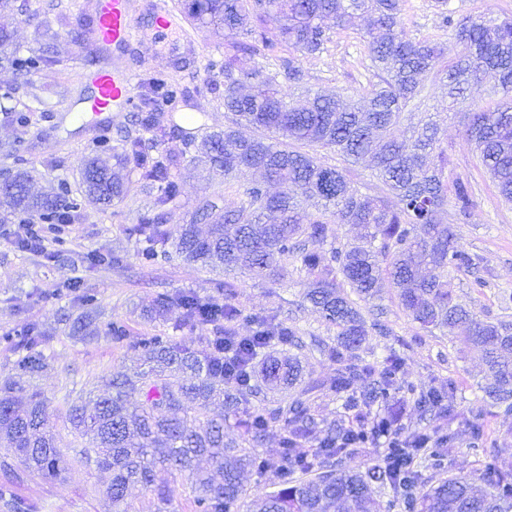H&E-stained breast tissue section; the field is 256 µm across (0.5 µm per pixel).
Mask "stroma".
<instances>
[{
  "instance_id": "obj_1",
  "label": "stroma",
  "mask_w": 512,
  "mask_h": 512,
  "mask_svg": "<svg viewBox=\"0 0 512 512\" xmlns=\"http://www.w3.org/2000/svg\"><path fill=\"white\" fill-rule=\"evenodd\" d=\"M53 2L17 0L13 10L0 13V26L13 32L15 43L22 49L40 51L48 39L53 40L56 49L55 65L41 73L0 70L2 85L14 84L24 91L34 84L48 89L52 111L50 118L41 123V136L22 135L0 114V145L23 139V167L33 171L34 187L42 193L52 192L61 179L74 186L80 183V164L90 153L92 138L81 107L94 94L88 74L98 67L88 43L72 35L79 25V14L91 11L94 0H61L58 10L53 9ZM364 28L363 19H352L348 30L334 35L326 51L302 59L304 86L365 93L372 74L363 65ZM401 31L408 39L429 37L441 42L451 59L465 52L450 28L442 26L432 0H404ZM194 35L199 44V54L194 58L182 57L177 36L149 43L138 79L143 82L158 72L168 74L190 92L187 102L179 107L180 113L194 117L206 129L219 130L226 122L224 106L214 95L199 93L198 88L215 79V72L208 70L206 63L222 56L225 39L222 33L199 28ZM444 144L451 159L449 179L466 178L473 189V206L468 213H459L452 206L445 216L465 250L477 257L476 273H456V294L480 318L512 321V307L503 308L499 302L501 292H512V205L503 202L457 120L448 121ZM177 176L182 192L164 209L171 238H178L184 224L190 223L199 198L210 197L228 210L240 201L235 187L225 184L223 173L203 164L184 161ZM149 202L139 182L133 180L124 198L112 206L86 205L80 224L66 238L64 251L51 261L20 251L9 242L15 217L0 221V335L29 322L47 330L50 340L42 348L46 366L30 376L29 385L47 398L56 443L71 458L65 473L53 480L19 465L9 471L0 469V484L14 483L20 496L37 503V512H111L105 497L110 475L76 459L81 441L67 419V409L75 399L89 400L111 393L113 378L133 372L140 363L138 343L144 334H162L197 344L199 332L184 325L182 309L172 306L154 316L150 313L153 300L166 291L194 290L203 294L224 279L221 271L177 258L150 268L140 265L129 230ZM99 249L119 253L120 263L88 267L87 254ZM477 277L483 280V287H474ZM77 278L97 295L101 309L99 321L85 336L69 332V319L82 312L77 298L56 293L64 283ZM232 280L238 304L296 326L303 338L334 341L335 328L327 326L305 299L311 278L300 263L289 262L287 276L278 282L244 274L233 275ZM376 310L381 311L390 334L368 336L365 363L381 366L393 350L402 359L401 385L440 386L451 381L456 386L445 400L453 415L449 421L451 437L442 446L444 475H453L461 468L474 470L470 449L474 442L472 424L476 421L482 426L485 447L512 457V412L492 407L483 416L475 414L482 402L480 385L484 381L478 353L460 348L441 332L430 334L412 323L399 308L394 289L382 288L377 300L361 307L367 318ZM116 319L127 327L125 338L119 342L104 333L106 322ZM311 412L318 426L302 440L305 448L317 446L330 423H347L343 396L329 390L317 393Z\"/></svg>"
}]
</instances>
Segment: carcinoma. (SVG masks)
Masks as SVG:
<instances>
[{
	"mask_svg": "<svg viewBox=\"0 0 512 512\" xmlns=\"http://www.w3.org/2000/svg\"><path fill=\"white\" fill-rule=\"evenodd\" d=\"M442 23L467 46V54L445 57L440 44L402 37V0H186L189 17L205 28L224 30L230 42L219 67L224 83L199 89L224 100L228 125L197 135L178 128L181 150H161L144 137L164 121H173L185 90L163 74L152 79L151 92L141 97L136 124L141 134L124 136L121 147L110 146V129L92 138V152L81 163L82 191L74 196L67 183L53 195L32 192V176L5 167L0 177L10 184L0 189V210L27 214L40 224H70L91 200L109 205L121 200L129 175L136 172L143 187L154 194L152 206L138 217L132 234L138 255L146 265L174 254L204 268L227 275L247 270L274 281L285 277L283 262L293 257L313 277L306 293L325 323L336 328V344L319 345L321 354L337 365L338 378L330 390L348 391L367 372L360 350L366 336H385L389 329L378 319L366 322L358 301L373 299L383 282L396 291L399 304L412 322L432 333H446L465 348L481 353L490 382L481 386L489 405L512 412V322L487 321L456 299L451 276L475 266V259L460 244L450 224L442 222L448 197L465 212L472 204L469 182L458 178L448 185V149L442 145L438 124L411 125V114L425 99L441 95L448 110H457L464 91L489 73L495 89L507 99L492 109L462 115L464 134L474 145L481 164L495 182L504 202L512 204V18L484 14L448 13V0H435ZM367 18L362 38L368 69L377 81L363 100L343 98L328 90H305L293 100L290 89L300 87L304 73L298 58L326 50L334 32L346 29L349 17ZM13 33L0 26V69L18 73L40 72L55 60L50 49L24 53L11 48ZM281 59L280 69L241 67L239 54ZM0 112L27 133L42 116L23 104L16 88L0 86ZM257 134L245 136L240 128ZM319 146L336 153L345 163L369 158L378 180L374 195L362 192L347 177L346 169L321 161L305 151ZM194 159L234 179L244 169L261 179L242 185L237 207L222 211L209 199L199 201L191 223L184 225L177 242H170L163 209L181 194L173 171L190 151ZM317 208L318 215L306 212ZM207 224L203 235L197 225ZM331 224H353L360 229L356 243L318 250ZM25 252L42 253L44 240L34 232L16 237ZM92 266H110L119 257L108 250L88 254ZM63 288L85 309L72 323V332L84 333L97 314V298L79 280ZM224 297L197 292L160 293L154 312L171 305L183 310L184 321L201 330L215 327L196 347L170 336L146 334L140 348L148 370L112 380L113 393L93 408L73 402L68 419L86 443L78 454L87 464L110 474L106 496L114 512H135L126 499L129 486L153 493L157 512H176L169 488L155 484L157 466L184 475L195 512H232L243 495L240 477L252 471L274 479L276 490L251 500L250 512H512V462L500 452L477 445L482 455L479 477L459 468L458 473L427 484L421 464L435 448L436 430L426 424L412 433L402 448L388 449L385 462L364 471L349 470L344 457L350 447L364 443L355 429L331 426L318 447L303 448L299 440L310 431L311 396L322 389L317 380L302 382L296 355L268 354L260 368L253 361L274 344L303 349L297 331L231 302L234 284H215ZM239 321L252 325L240 337L230 330ZM50 339L37 323L24 325L3 341L26 352L19 361L22 374L42 367V347ZM401 358L391 352L385 359L364 403H389L400 390ZM232 374V383L224 376ZM300 387L295 396L274 407L258 405L238 415L241 405L261 400L265 387ZM22 380L0 386V443L6 454L25 469L57 478L67 465L66 454L50 432L46 399L36 390L25 397ZM416 405L425 413L442 408V391L415 392ZM224 414L212 416L215 402ZM234 421L239 439L224 440V425ZM277 426L285 432L275 466L259 451L266 431ZM202 458L214 473L198 468ZM388 485L392 498L383 502L372 485ZM0 512H35V505L20 498L9 485L0 486Z\"/></svg>",
	"mask_w": 512,
	"mask_h": 512,
	"instance_id": "cac0c4a2",
	"label": "carcinoma"
}]
</instances>
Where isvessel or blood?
Masks as SVG:
<instances>
[{
  "instance_id": "b4317fda",
  "label": "vessel or blood",
  "mask_w": 512,
  "mask_h": 512,
  "mask_svg": "<svg viewBox=\"0 0 512 512\" xmlns=\"http://www.w3.org/2000/svg\"><path fill=\"white\" fill-rule=\"evenodd\" d=\"M146 13L154 23L155 36L164 37L176 30V14L159 6L156 0H98V12L92 24L99 41L112 51V66L92 73L94 96L86 110L93 128L111 126L112 115L130 111L134 106L136 73L132 67L143 41L136 12Z\"/></svg>"
}]
</instances>
